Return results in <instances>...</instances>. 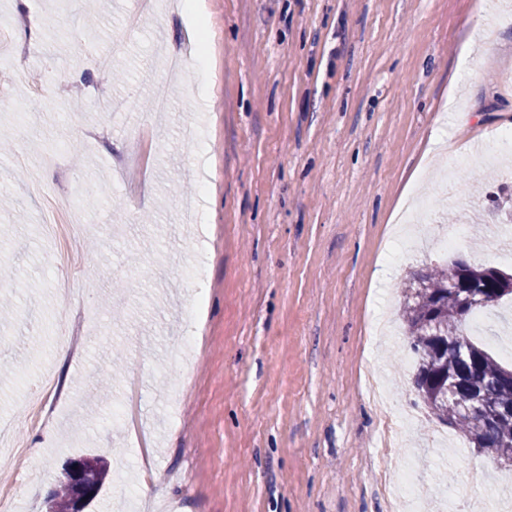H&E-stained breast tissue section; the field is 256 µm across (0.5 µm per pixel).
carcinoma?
I'll list each match as a JSON object with an SVG mask.
<instances>
[{
  "label": "carcinoma",
  "instance_id": "1",
  "mask_svg": "<svg viewBox=\"0 0 512 512\" xmlns=\"http://www.w3.org/2000/svg\"><path fill=\"white\" fill-rule=\"evenodd\" d=\"M493 268L456 262L435 265L407 278L402 312L411 351L417 358L414 385L423 404L440 422L459 431L475 448L498 461L512 462V416L495 414L512 406V375L491 354L474 344L465 326L475 310L490 307L512 295V274L492 275ZM480 399L483 419L460 411L455 401ZM83 472L99 493L107 470L96 457H81ZM52 497L68 512L75 485L62 481Z\"/></svg>",
  "mask_w": 512,
  "mask_h": 512
}]
</instances>
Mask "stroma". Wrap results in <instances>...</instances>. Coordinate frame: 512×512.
Listing matches in <instances>:
<instances>
[{
  "label": "stroma",
  "instance_id": "35a3bbf8",
  "mask_svg": "<svg viewBox=\"0 0 512 512\" xmlns=\"http://www.w3.org/2000/svg\"><path fill=\"white\" fill-rule=\"evenodd\" d=\"M184 0L132 12L128 0H0V416L11 415L40 372L64 383L48 427L21 426L31 451L28 488L12 512H41L70 461L102 458L107 477L86 512H385L378 473L409 465L417 512H470L512 466L439 423L400 379L411 351L404 326L385 342L366 334L397 316L410 272L462 259L512 274L491 253L489 211L512 208V152L478 158L512 121V0H204L193 30ZM206 42V71L195 46ZM184 60L170 73L160 58ZM120 57L123 81L96 60ZM62 79L37 121L16 105L29 90L11 71ZM152 81H144V74ZM168 112H152L157 93ZM68 146L79 165L36 171L47 189L96 186L94 218L77 269L80 300L18 182L20 149ZM472 155L447 186L449 151ZM142 164L137 178L124 163ZM413 225L463 226L447 252L407 254L398 218L411 195ZM202 258L206 303L191 315L188 267ZM97 329L81 355L65 336L77 311ZM471 341L504 365L512 300L481 309ZM202 336L187 363L183 342ZM391 383L395 410L413 408L402 443L378 448L382 420L368 374ZM130 407L112 423V404ZM168 475L150 500L122 501L141 467Z\"/></svg>",
  "mask_w": 512,
  "mask_h": 512
}]
</instances>
